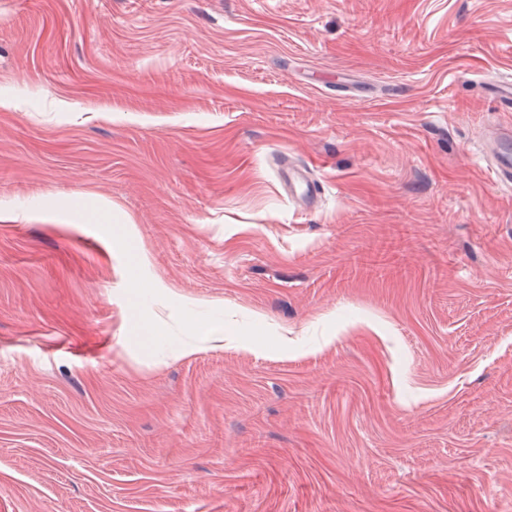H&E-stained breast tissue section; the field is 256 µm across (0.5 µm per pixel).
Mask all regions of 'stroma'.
<instances>
[{"label": "stroma", "mask_w": 512, "mask_h": 512, "mask_svg": "<svg viewBox=\"0 0 512 512\" xmlns=\"http://www.w3.org/2000/svg\"><path fill=\"white\" fill-rule=\"evenodd\" d=\"M508 76L512 0H0V512H512ZM511 132H500L488 138L485 144L487 159L494 174L501 181L512 182ZM279 173L291 196L307 204H313L320 198L323 187L320 182L308 175L307 170L288 163V159H283ZM189 324L191 331L202 336V341L206 343L222 344L224 340L229 343L238 340L234 333L225 331L224 324L212 326L207 329H203L201 324L195 323L191 319Z\"/></svg>", "instance_id": "obj_1"}]
</instances>
